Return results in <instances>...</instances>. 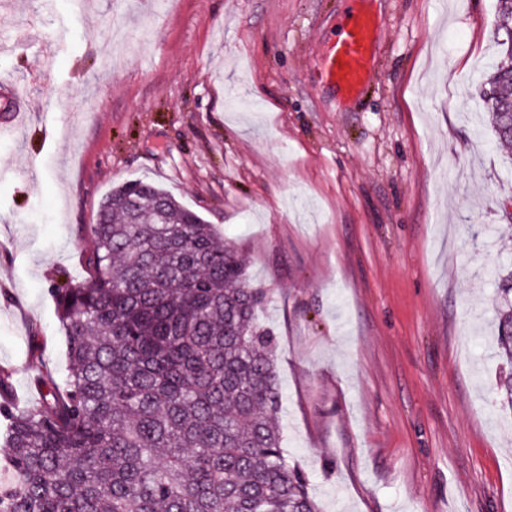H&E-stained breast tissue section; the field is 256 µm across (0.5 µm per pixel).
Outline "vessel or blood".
Returning <instances> with one entry per match:
<instances>
[{"instance_id": "obj_1", "label": "vessel or blood", "mask_w": 512, "mask_h": 512, "mask_svg": "<svg viewBox=\"0 0 512 512\" xmlns=\"http://www.w3.org/2000/svg\"><path fill=\"white\" fill-rule=\"evenodd\" d=\"M350 2L341 30L328 44L316 75L320 85L337 89L345 96L355 95L374 78L375 32L380 25L379 17L363 8V0ZM23 106L16 91H0V128L17 125Z\"/></svg>"}]
</instances>
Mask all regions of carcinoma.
<instances>
[{"label":"carcinoma","instance_id":"carcinoma-1","mask_svg":"<svg viewBox=\"0 0 512 512\" xmlns=\"http://www.w3.org/2000/svg\"><path fill=\"white\" fill-rule=\"evenodd\" d=\"M484 92L512 145V0H497ZM88 277L53 289L69 357L39 407L8 403L0 372V512H320L289 463L265 293L217 229L162 188L126 181L90 225ZM493 353L512 366V267ZM498 406L512 414V371Z\"/></svg>","mask_w":512,"mask_h":512}]
</instances>
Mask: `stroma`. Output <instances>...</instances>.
<instances>
[{
  "label": "stroma",
  "instance_id": "35a3bbf8",
  "mask_svg": "<svg viewBox=\"0 0 512 512\" xmlns=\"http://www.w3.org/2000/svg\"><path fill=\"white\" fill-rule=\"evenodd\" d=\"M348 0H0V369L67 375L52 288L142 179L235 242L265 292L286 457L323 512H512L496 282L512 159L480 85L496 0H369L356 98L317 85ZM25 105L23 99L16 93L14 89L2 90L0 100V128L11 129V127L18 124L20 114H22L23 106Z\"/></svg>",
  "mask_w": 512,
  "mask_h": 512
}]
</instances>
